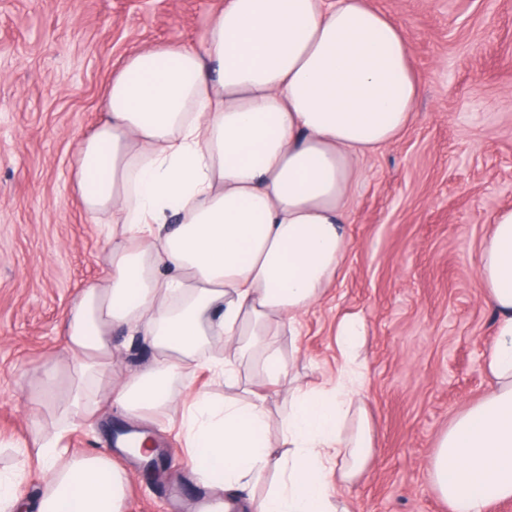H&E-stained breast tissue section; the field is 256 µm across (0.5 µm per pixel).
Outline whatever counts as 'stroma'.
I'll return each instance as SVG.
<instances>
[{
	"instance_id": "stroma-1",
	"label": "stroma",
	"mask_w": 512,
	"mask_h": 512,
	"mask_svg": "<svg viewBox=\"0 0 512 512\" xmlns=\"http://www.w3.org/2000/svg\"><path fill=\"white\" fill-rule=\"evenodd\" d=\"M404 31L422 94L392 144L366 157L352 190L347 252L293 355L317 385L339 361L336 325L358 317L359 389L374 454L347 490L350 512H448L430 488L437 437L488 390L491 315L475 265L492 215L512 202V0H370ZM224 0H0V471L28 461L22 512H37L34 460L54 403H29L62 346L71 302L103 278L104 240L76 188L83 140L134 52L196 43ZM300 353H293V345ZM117 409L78 422L68 448L111 453L129 473L125 512H203L211 491L178 459L176 423L153 426L168 471L147 482L112 452Z\"/></svg>"
}]
</instances>
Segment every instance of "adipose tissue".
<instances>
[{"label": "adipose tissue", "instance_id": "adipose-tissue-1", "mask_svg": "<svg viewBox=\"0 0 512 512\" xmlns=\"http://www.w3.org/2000/svg\"><path fill=\"white\" fill-rule=\"evenodd\" d=\"M420 91L402 31L369 0H225L199 43L124 62L76 160L80 200L109 248L103 279L64 319V360L48 358L39 376L43 394L64 398L38 454L37 512H123L125 469L63 445L110 404L146 423L179 409L183 463L217 495L239 493L247 512H348L337 490L374 448L354 367L290 390L278 449L264 394L193 391L189 371L220 347L208 369L227 386L252 359L264 379L288 378L276 338L299 335L322 300L348 248L360 163L407 128ZM100 167L106 177L91 182ZM478 272L490 387L430 454L448 512L512 500L511 209L492 216ZM119 329L153 348L149 368L116 372ZM266 472L270 487L255 495Z\"/></svg>", "mask_w": 512, "mask_h": 512}]
</instances>
